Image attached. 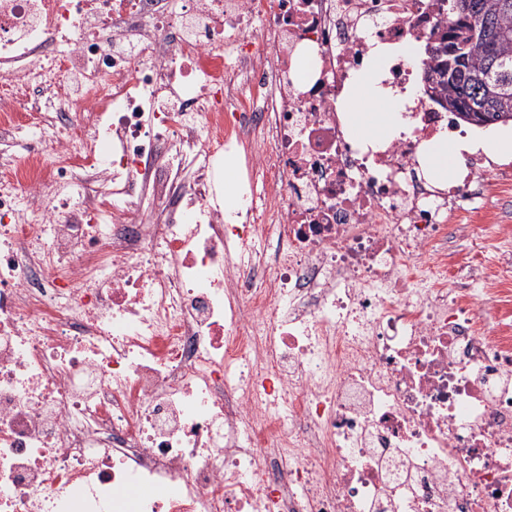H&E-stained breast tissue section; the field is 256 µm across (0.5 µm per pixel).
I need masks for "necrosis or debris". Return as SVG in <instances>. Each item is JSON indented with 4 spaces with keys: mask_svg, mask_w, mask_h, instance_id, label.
Wrapping results in <instances>:
<instances>
[{
    "mask_svg": "<svg viewBox=\"0 0 512 512\" xmlns=\"http://www.w3.org/2000/svg\"><path fill=\"white\" fill-rule=\"evenodd\" d=\"M444 0H0V512H512L492 174L440 190L343 95ZM304 73H297L299 60ZM242 160L224 210V159ZM493 307L492 328L479 311ZM482 246L484 247L481 248ZM496 247L495 243L487 239L483 240L482 245L480 240H476L475 237L457 238L454 243L456 252L465 260L484 257L494 260L499 256Z\"/></svg>",
    "mask_w": 512,
    "mask_h": 512,
    "instance_id": "necrosis-or-debris-1",
    "label": "necrosis or debris"
}]
</instances>
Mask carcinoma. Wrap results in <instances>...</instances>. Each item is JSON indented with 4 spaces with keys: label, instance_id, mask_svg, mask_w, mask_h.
Masks as SVG:
<instances>
[{
    "label": "carcinoma",
    "instance_id": "carcinoma-1",
    "mask_svg": "<svg viewBox=\"0 0 512 512\" xmlns=\"http://www.w3.org/2000/svg\"><path fill=\"white\" fill-rule=\"evenodd\" d=\"M448 31L424 46L434 62L439 106L475 126L512 122V9L500 0H444Z\"/></svg>",
    "mask_w": 512,
    "mask_h": 512
}]
</instances>
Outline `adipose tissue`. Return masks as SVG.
<instances>
[{
    "mask_svg": "<svg viewBox=\"0 0 512 512\" xmlns=\"http://www.w3.org/2000/svg\"><path fill=\"white\" fill-rule=\"evenodd\" d=\"M399 60L419 67L422 55L417 44L410 42L397 48L375 45L366 65L347 89L344 105L349 110L354 141L372 137L390 141L412 132L415 121L406 107L414 96L413 88L402 91L385 84L389 67ZM478 150L488 157L505 159L512 156V141L494 135L476 141L467 134L444 131L424 143L419 164L431 184L444 187L463 166L465 154Z\"/></svg>",
    "mask_w": 512,
    "mask_h": 512,
    "instance_id": "ef3b65f1",
    "label": "adipose tissue"
}]
</instances>
